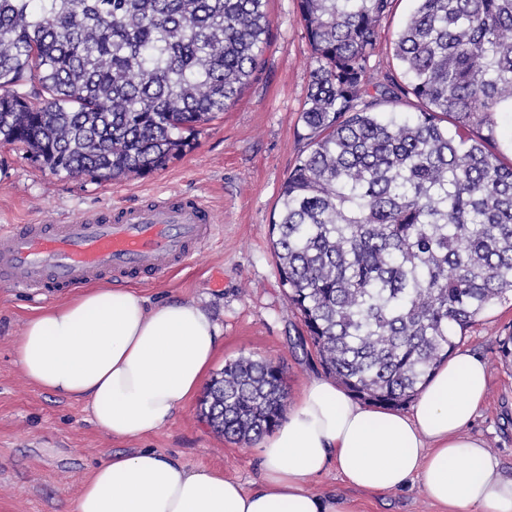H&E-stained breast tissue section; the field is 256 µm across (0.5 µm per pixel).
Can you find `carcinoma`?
<instances>
[{
  "instance_id": "obj_1",
  "label": "carcinoma",
  "mask_w": 512,
  "mask_h": 512,
  "mask_svg": "<svg viewBox=\"0 0 512 512\" xmlns=\"http://www.w3.org/2000/svg\"><path fill=\"white\" fill-rule=\"evenodd\" d=\"M268 0H0V145L54 174L144 176L257 79ZM393 0H298L315 66L306 150L272 247L325 372L402 407L457 331L512 302V0H418L394 40L401 79L368 63ZM415 99L408 119L377 112ZM280 366L225 364L203 414L251 443L286 417Z\"/></svg>"
}]
</instances>
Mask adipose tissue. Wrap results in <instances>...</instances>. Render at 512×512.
I'll return each mask as SVG.
<instances>
[{"instance_id": "obj_1", "label": "adipose tissue", "mask_w": 512, "mask_h": 512, "mask_svg": "<svg viewBox=\"0 0 512 512\" xmlns=\"http://www.w3.org/2000/svg\"><path fill=\"white\" fill-rule=\"evenodd\" d=\"M221 346L220 326L197 304L152 305L135 289L94 284L29 317L17 358L32 385L85 402L94 423L123 441L168 423ZM487 386L485 362L466 351L430 376L407 412L365 406L318 376L260 442L255 489L139 448L108 453L70 512H352L311 490V478L330 468L375 493L420 482L442 512H512V475L469 432Z\"/></svg>"}]
</instances>
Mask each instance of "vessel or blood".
I'll use <instances>...</instances> for the list:
<instances>
[{
    "instance_id": "b4317fda",
    "label": "vessel or blood",
    "mask_w": 512,
    "mask_h": 512,
    "mask_svg": "<svg viewBox=\"0 0 512 512\" xmlns=\"http://www.w3.org/2000/svg\"><path fill=\"white\" fill-rule=\"evenodd\" d=\"M219 232L201 197L178 193L72 224H13L0 229V286L51 294L107 273L163 278Z\"/></svg>"
}]
</instances>
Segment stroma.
<instances>
[{
    "mask_svg": "<svg viewBox=\"0 0 512 512\" xmlns=\"http://www.w3.org/2000/svg\"><path fill=\"white\" fill-rule=\"evenodd\" d=\"M416 0H394L369 62L372 81L399 77L393 41ZM272 40L257 80L235 104L203 125L195 145L145 176L98 184L83 176L53 174L22 150L0 146V226L66 224L90 210L132 206L171 193L195 195L210 205L222 231L182 269L165 279L132 286L150 303L194 302L223 329L222 351L210 371L241 357L266 360L284 371L289 403L324 370L289 305L270 242V225L284 181L304 143L297 136L308 93L311 49L297 0H269ZM45 296L0 288V512H68L84 478L107 452L153 448L192 468H216L251 486L258 477L257 444L238 443L210 428L198 401L181 407L155 434L117 441L90 418L83 403L56 397L25 378L16 348L26 319L51 305ZM512 335V305L488 309L457 336L459 350L488 368L486 401L470 432L512 472V365L499 342ZM314 492L349 501L355 512H441L419 484L390 493L347 485L330 469L311 481Z\"/></svg>",
    "mask_w": 512,
    "mask_h": 512,
    "instance_id": "1",
    "label": "stroma"
}]
</instances>
